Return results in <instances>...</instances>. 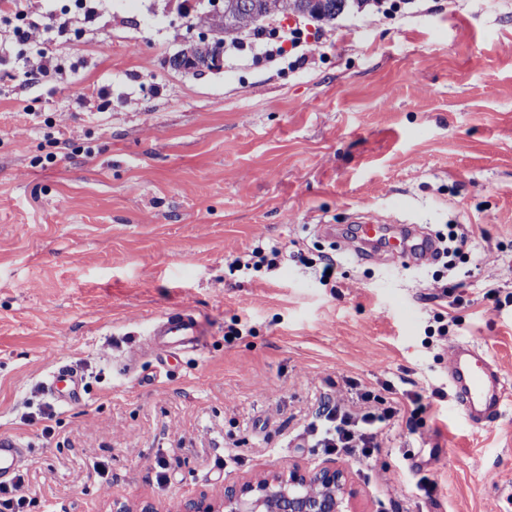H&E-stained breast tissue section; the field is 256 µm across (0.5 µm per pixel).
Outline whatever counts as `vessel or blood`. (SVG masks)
Masks as SVG:
<instances>
[{"mask_svg":"<svg viewBox=\"0 0 512 512\" xmlns=\"http://www.w3.org/2000/svg\"><path fill=\"white\" fill-rule=\"evenodd\" d=\"M353 241L378 244L391 256L403 257L414 264L427 263L434 250L428 236L405 231L393 234L388 219L369 215L351 228ZM205 336L197 317L190 313L168 315L153 325L152 346L165 352L199 346ZM448 378L454 398L470 420L485 427L495 421L506 400L501 369L495 368L488 354L474 346L459 347L448 353ZM27 453L18 440L0 437V484L13 478Z\"/></svg>","mask_w":512,"mask_h":512,"instance_id":"1","label":"vessel or blood"}]
</instances>
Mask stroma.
<instances>
[{"label": "stroma", "mask_w": 512, "mask_h": 512, "mask_svg": "<svg viewBox=\"0 0 512 512\" xmlns=\"http://www.w3.org/2000/svg\"><path fill=\"white\" fill-rule=\"evenodd\" d=\"M52 5L71 18L46 43L61 74L30 81L26 45L0 49V436L28 448V512H177L329 459L359 512H512V405L473 425L447 366L483 347L512 393V0L274 13L310 31L297 69L234 51L208 0H100L90 23ZM219 36L222 70L173 68ZM370 211L469 246L450 269L409 267L317 231ZM271 242L298 260L233 268ZM436 280L448 297L429 298ZM184 310L202 346L127 369ZM64 363L80 405L44 389ZM350 381L408 411L421 393L416 430L391 419L366 460L315 446L307 425Z\"/></svg>", "instance_id": "1"}]
</instances>
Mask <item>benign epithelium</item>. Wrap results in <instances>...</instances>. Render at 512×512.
Returning <instances> with one entry per match:
<instances>
[{
	"mask_svg": "<svg viewBox=\"0 0 512 512\" xmlns=\"http://www.w3.org/2000/svg\"><path fill=\"white\" fill-rule=\"evenodd\" d=\"M177 68L221 70L224 50L201 61L183 57ZM353 495L344 470L330 460L312 470L293 465L257 481L226 485L220 500L210 501L203 495L185 502L179 512H352L349 501Z\"/></svg>",
	"mask_w": 512,
	"mask_h": 512,
	"instance_id": "obj_1",
	"label": "benign epithelium"
}]
</instances>
